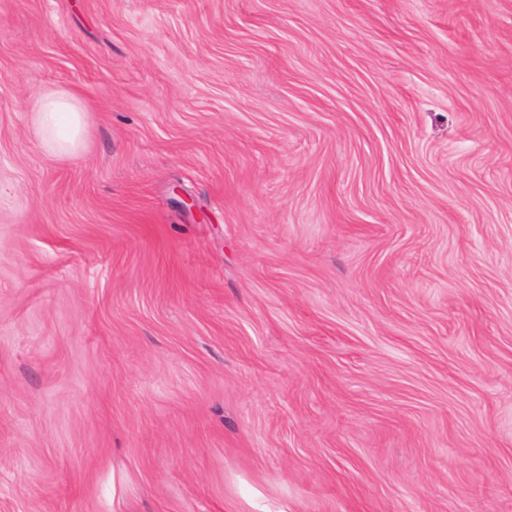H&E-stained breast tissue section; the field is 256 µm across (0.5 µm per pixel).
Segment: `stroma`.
Segmentation results:
<instances>
[{
	"instance_id": "stroma-1",
	"label": "stroma",
	"mask_w": 512,
	"mask_h": 512,
	"mask_svg": "<svg viewBox=\"0 0 512 512\" xmlns=\"http://www.w3.org/2000/svg\"><path fill=\"white\" fill-rule=\"evenodd\" d=\"M0 512H512V0H0ZM31 112L43 147L60 159L76 157L84 146L88 107L72 87L43 88Z\"/></svg>"
}]
</instances>
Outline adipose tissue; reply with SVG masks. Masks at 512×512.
I'll return each mask as SVG.
<instances>
[{
	"label": "adipose tissue",
	"mask_w": 512,
	"mask_h": 512,
	"mask_svg": "<svg viewBox=\"0 0 512 512\" xmlns=\"http://www.w3.org/2000/svg\"><path fill=\"white\" fill-rule=\"evenodd\" d=\"M88 107L72 87L43 88L36 97L33 119L43 147L60 159L76 157L84 146Z\"/></svg>",
	"instance_id": "1"
}]
</instances>
